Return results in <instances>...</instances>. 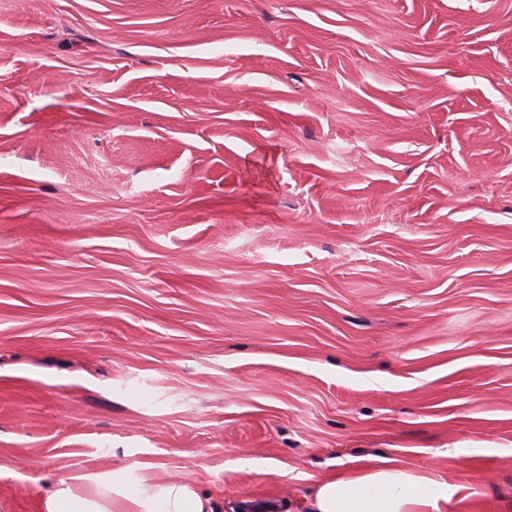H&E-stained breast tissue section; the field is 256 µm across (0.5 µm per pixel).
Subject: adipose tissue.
Listing matches in <instances>:
<instances>
[{
	"label": "adipose tissue",
	"mask_w": 512,
	"mask_h": 512,
	"mask_svg": "<svg viewBox=\"0 0 512 512\" xmlns=\"http://www.w3.org/2000/svg\"><path fill=\"white\" fill-rule=\"evenodd\" d=\"M454 486L420 475L385 458L357 471L320 481L309 512H441ZM223 502L187 479L141 478L126 470L58 478L44 499V512H222Z\"/></svg>",
	"instance_id": "ef3b65f1"
}]
</instances>
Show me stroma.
I'll list each match as a JSON object with an SVG mask.
<instances>
[{
	"label": "stroma",
	"mask_w": 512,
	"mask_h": 512,
	"mask_svg": "<svg viewBox=\"0 0 512 512\" xmlns=\"http://www.w3.org/2000/svg\"><path fill=\"white\" fill-rule=\"evenodd\" d=\"M1 157L0 512H512V0H0ZM455 492L452 485L385 458L320 481L307 512H442L441 504ZM44 512H222L224 501L200 492L188 479L139 478L132 488L125 469L57 478Z\"/></svg>",
	"instance_id": "1"
}]
</instances>
